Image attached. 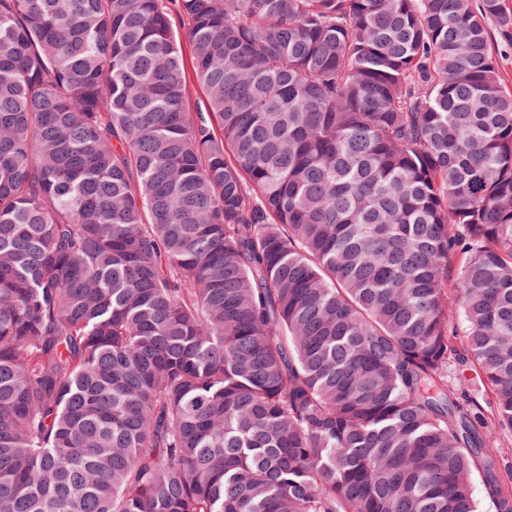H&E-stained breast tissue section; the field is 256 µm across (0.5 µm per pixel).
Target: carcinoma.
Wrapping results in <instances>:
<instances>
[{
	"mask_svg": "<svg viewBox=\"0 0 512 512\" xmlns=\"http://www.w3.org/2000/svg\"><path fill=\"white\" fill-rule=\"evenodd\" d=\"M493 20L0 0V512H512ZM182 49L187 61V107L189 112H195L197 104L204 98V92L194 76L190 45L183 36ZM485 448L496 454L505 465H512V435L496 434L487 438Z\"/></svg>",
	"mask_w": 512,
	"mask_h": 512,
	"instance_id": "carcinoma-1",
	"label": "carcinoma"
}]
</instances>
